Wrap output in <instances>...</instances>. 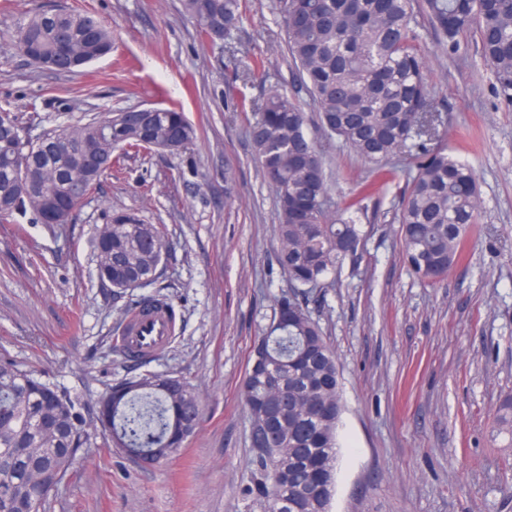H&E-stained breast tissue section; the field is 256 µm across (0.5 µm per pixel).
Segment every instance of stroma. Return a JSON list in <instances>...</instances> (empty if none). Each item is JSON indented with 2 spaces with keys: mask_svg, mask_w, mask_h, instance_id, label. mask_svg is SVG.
<instances>
[{
  "mask_svg": "<svg viewBox=\"0 0 512 512\" xmlns=\"http://www.w3.org/2000/svg\"><path fill=\"white\" fill-rule=\"evenodd\" d=\"M63 6L94 14L114 40L110 55L73 75L29 63L11 36L12 20ZM9 11L0 21V107L31 135L141 105L177 106L198 128L177 154H131L63 228L0 224V358L42 373L90 410L146 372L186 378L202 405L195 433L158 468L136 465L89 426L46 512H263L242 497L252 459L242 385L288 284L274 256L275 195L246 135L249 105L286 91L319 133L277 0H245L240 29L216 46L201 42L181 0H10ZM418 22L441 141L474 168L483 212L465 260L436 283L415 276L401 254L406 162L354 212L359 250L310 303L336 351L346 405L332 510L512 512V449L494 429L499 398L512 392V111L474 48L442 56L429 19ZM253 57L261 65L249 75L243 65ZM326 159L334 198L352 199L374 179L341 142ZM116 212L174 236L157 281L121 297L102 287L92 247ZM158 293L174 305L177 332L161 354L126 358L115 344L122 312Z\"/></svg>",
  "mask_w": 512,
  "mask_h": 512,
  "instance_id": "1",
  "label": "stroma"
}]
</instances>
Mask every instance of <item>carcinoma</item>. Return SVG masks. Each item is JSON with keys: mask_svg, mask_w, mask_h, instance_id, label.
<instances>
[{"mask_svg": "<svg viewBox=\"0 0 512 512\" xmlns=\"http://www.w3.org/2000/svg\"><path fill=\"white\" fill-rule=\"evenodd\" d=\"M186 16L211 44L237 31L241 0H181ZM288 52L318 107L324 142L336 139L378 172L394 158L409 160L410 174L398 204L403 258L418 277L442 278L465 258L468 235L479 223L482 201L473 167L448 155L436 129L435 102L417 17L426 13L448 55L471 35L490 66L504 106L512 110V0H278ZM20 52L33 64L74 73L112 51L108 28L78 9L42 11L15 25ZM0 223L18 213L32 223L53 218L67 224L75 198L89 196L100 177L120 166L130 151L177 153L197 138L196 127L175 108L154 113L137 126L125 112L104 124L94 118L51 130L32 141L22 135L20 116L0 109ZM307 117L288 93L273 90L252 105L246 133L278 211L276 262L288 290L277 299L283 318L276 335L261 337L253 355H266L278 381L256 367L246 373L249 418L271 414L276 439L249 435L250 447L266 454L252 460L244 499L264 503L269 488L288 502L284 512H326L328 496L309 499L301 490L319 475L334 477L343 406L339 363L318 319L308 309L311 294L327 284L344 260L357 253L360 225L344 218L326 176L323 142L307 132ZM66 138L88 166L68 188ZM42 170L43 187L23 197L25 170ZM98 277L115 295L157 279L172 241L163 224H144L116 213L93 241ZM112 412V433L159 466L182 448L176 432H194L201 417L195 388L181 377L134 379ZM314 401L326 412L309 417ZM85 407L39 374L0 360V512H45L40 488L60 483L82 445ZM498 430L512 436V393L500 401Z\"/></svg>", "mask_w": 512, "mask_h": 512, "instance_id": "obj_1", "label": "carcinoma"}]
</instances>
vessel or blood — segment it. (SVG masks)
I'll list each match as a JSON object with an SVG mask.
<instances>
[{"label":"vessel or blood","instance_id":"vessel-or-blood-1","mask_svg":"<svg viewBox=\"0 0 512 512\" xmlns=\"http://www.w3.org/2000/svg\"><path fill=\"white\" fill-rule=\"evenodd\" d=\"M175 332L166 312L155 308L131 311L120 327L119 343L125 356H155L164 351Z\"/></svg>","mask_w":512,"mask_h":512}]
</instances>
